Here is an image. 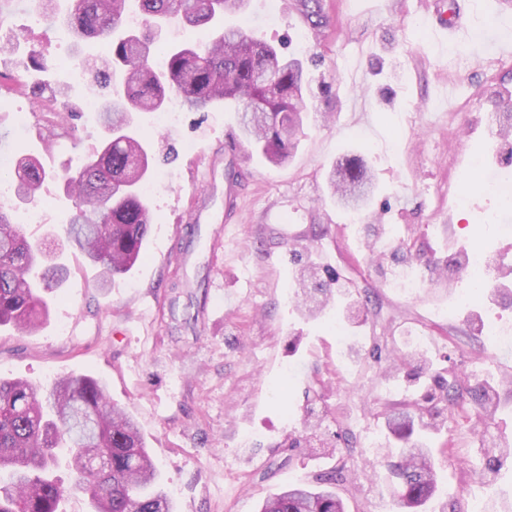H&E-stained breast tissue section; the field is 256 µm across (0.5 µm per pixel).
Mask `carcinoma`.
I'll use <instances>...</instances> for the list:
<instances>
[{"instance_id":"cac0c4a2","label":"carcinoma","mask_w":512,"mask_h":512,"mask_svg":"<svg viewBox=\"0 0 512 512\" xmlns=\"http://www.w3.org/2000/svg\"><path fill=\"white\" fill-rule=\"evenodd\" d=\"M31 2L48 21L67 27L76 46L92 38L106 40L98 77L109 82L118 70L123 83L101 106L108 135L101 150L57 175L76 209L57 232L59 250L28 239L12 210L0 207V327L17 331H34L48 316L47 295L69 276L60 253L83 254L101 269L105 283L139 260L153 221L144 191L151 153L133 125V113L162 111L171 93L192 112L234 102L249 147L282 164L300 132L305 85L301 61L283 57L245 27L217 25L243 0H135L147 28L178 19L208 29L202 41L165 49L125 29L130 0H69L63 11L54 0ZM301 5L312 26L326 24L320 0H301ZM14 174L17 198L33 202L47 177L43 166L22 158ZM331 181L347 208V200L371 189L358 158L335 168ZM392 433L408 440L395 465L400 480L396 507L419 512L436 493L437 474L428 450L411 440L409 416ZM62 448L67 449V484L56 475ZM3 472L9 481L0 485V512H58V503L70 492L87 495L91 512H173L136 423L110 402L102 383L84 374L59 377L47 388L0 379ZM333 484L328 477L313 486L285 488L265 500L259 512H345L330 489Z\"/></svg>"}]
</instances>
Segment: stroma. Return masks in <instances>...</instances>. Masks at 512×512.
<instances>
[{
  "mask_svg": "<svg viewBox=\"0 0 512 512\" xmlns=\"http://www.w3.org/2000/svg\"><path fill=\"white\" fill-rule=\"evenodd\" d=\"M432 0H322L329 24L312 29L299 0H248L227 16L245 24L306 73L307 114L298 147L282 166L250 153L234 107L181 112L168 129L140 118L153 141L148 195L154 214L142 258L110 287L77 252L69 278L37 332H0V378L36 385L70 373L106 387L138 423L175 512H257L268 495L344 471L336 490L346 512H395L399 481L390 421L412 413L440 478L432 512H512V354L481 325L512 329V300L473 296L462 281L437 278L452 260L493 253L492 280L512 286V223H485L493 183L512 141L488 115L512 105V55L491 63L465 55L488 31L512 37V8L470 0L466 34L434 35ZM29 0H0L20 36L19 52L49 60L27 72L19 52L0 49V151L28 155L48 173L43 208L15 203L28 237L67 222L73 201L55 172L79 165L106 138L88 95L97 81L71 82L54 66L56 25L25 27ZM366 162L374 183L363 223L353 224L329 177L344 158ZM241 182L239 212L224 219V186ZM470 187L453 206L449 182ZM384 243L370 257L363 241ZM414 264L430 286L405 294L391 278ZM317 284L293 305L299 274ZM365 307L353 342L336 334L338 292ZM493 379L484 409L422 399L420 372Z\"/></svg>",
  "mask_w": 512,
  "mask_h": 512,
  "instance_id": "1",
  "label": "stroma"
}]
</instances>
